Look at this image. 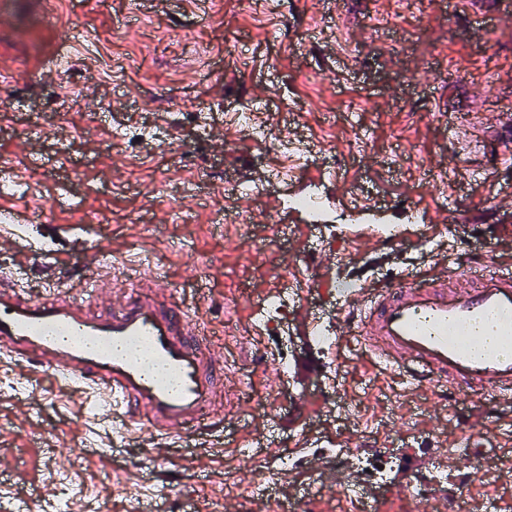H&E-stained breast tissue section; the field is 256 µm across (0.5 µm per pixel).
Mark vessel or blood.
Here are the masks:
<instances>
[{
	"mask_svg": "<svg viewBox=\"0 0 512 512\" xmlns=\"http://www.w3.org/2000/svg\"><path fill=\"white\" fill-rule=\"evenodd\" d=\"M51 221L40 208H0L1 224ZM98 265V255L83 257L85 288L62 281L40 298L0 271V354L24 371L77 385L94 414L121 417L150 443H188L219 430L227 373L204 320L150 274L134 278L119 302L90 305L106 290L93 275ZM336 298L349 309L346 334L405 370L413 389L435 387L443 400L469 392L489 405L512 403V268L474 282L457 271L377 288L341 283ZM307 496L303 489L260 493L263 512H292Z\"/></svg>",
	"mask_w": 512,
	"mask_h": 512,
	"instance_id": "obj_1",
	"label": "vessel or blood"
}]
</instances>
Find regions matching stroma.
<instances>
[{"label": "stroma", "mask_w": 512, "mask_h": 512, "mask_svg": "<svg viewBox=\"0 0 512 512\" xmlns=\"http://www.w3.org/2000/svg\"><path fill=\"white\" fill-rule=\"evenodd\" d=\"M503 114L512 0H269L261 11L253 0H0V157L13 202L53 209L57 226L55 260L31 255L15 275L37 295L97 250L116 265L112 298L145 270L205 318L229 369L224 434L158 465L198 512H252V491L272 478L311 489L314 512H359L345 448L361 454L359 480L383 470L388 512H420L412 487L448 449L457 473L436 491L455 512L512 500V482L476 475L507 450L463 449L482 427L478 396L449 416L433 390L329 343L345 319L334 282L441 273L468 249L512 264ZM313 193L326 199L320 217L283 204ZM62 196L68 207L54 210ZM407 204L427 222H405ZM278 294L288 301L276 311ZM119 427L86 418L74 388L0 362V459L13 474L0 512L36 488L35 512L62 501L130 512L156 497L151 448Z\"/></svg>", "instance_id": "obj_1"}]
</instances>
